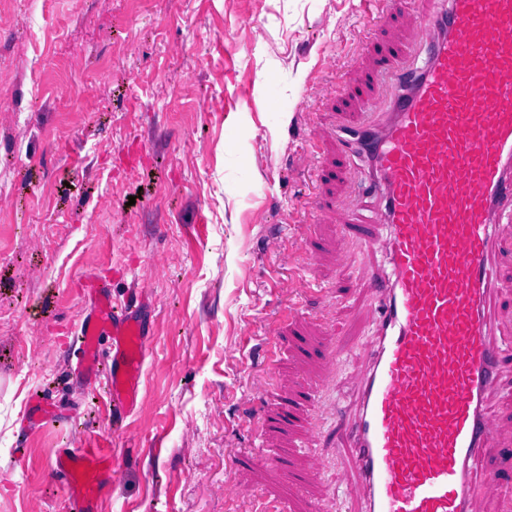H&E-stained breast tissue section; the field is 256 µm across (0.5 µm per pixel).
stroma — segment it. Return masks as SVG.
Returning a JSON list of instances; mask_svg holds the SVG:
<instances>
[{
	"mask_svg": "<svg viewBox=\"0 0 512 512\" xmlns=\"http://www.w3.org/2000/svg\"><path fill=\"white\" fill-rule=\"evenodd\" d=\"M383 0H0V512H60L56 449L112 430L105 388L76 384L79 279L131 284L151 306L146 405L120 442L121 475L103 512H235L224 485L265 505L294 497L273 465L306 477L305 500L336 496L343 460L322 474L285 435L248 421L312 371L288 337L255 348L299 313L317 348L335 330L341 364L314 400L348 406L367 330L357 241L310 219L313 198L357 212L363 162L324 175L321 137L341 120L377 123L366 92L368 47L409 42ZM349 258L337 266L333 252ZM234 352L226 360V352ZM59 418L25 431L29 395Z\"/></svg>",
	"mask_w": 512,
	"mask_h": 512,
	"instance_id": "obj_1",
	"label": "stroma"
}]
</instances>
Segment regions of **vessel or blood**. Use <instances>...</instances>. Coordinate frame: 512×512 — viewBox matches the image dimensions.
I'll return each mask as SVG.
<instances>
[{
  "instance_id": "1",
  "label": "vessel or blood",
  "mask_w": 512,
  "mask_h": 512,
  "mask_svg": "<svg viewBox=\"0 0 512 512\" xmlns=\"http://www.w3.org/2000/svg\"><path fill=\"white\" fill-rule=\"evenodd\" d=\"M415 24L423 66L397 70L401 43L379 58L398 83L383 123L335 131L364 157L377 205L334 229L381 243L386 260L362 271L374 333L359 343L355 402L338 416L337 447L355 512H488L512 492V421L499 408L512 391V343L496 286L512 244L503 230L512 223V0H446ZM81 292L88 308L72 373L105 380L113 435L59 449L52 470L68 512H100L120 469L113 436L142 406L151 331L141 289L117 301L92 277ZM337 356L328 340L313 388L335 375ZM301 408L279 396L251 422L263 432L301 419L318 438Z\"/></svg>"
}]
</instances>
